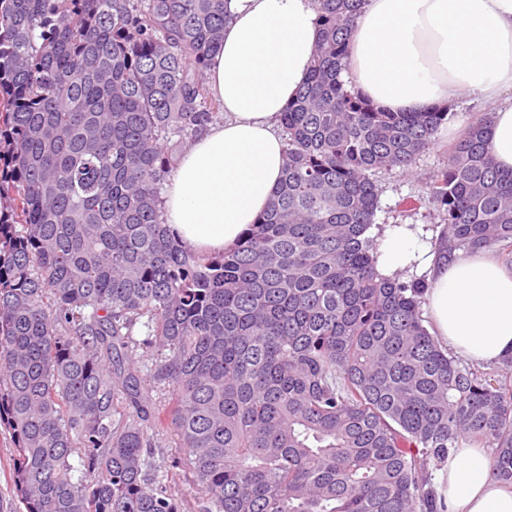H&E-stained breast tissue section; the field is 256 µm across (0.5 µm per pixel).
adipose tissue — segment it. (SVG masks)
<instances>
[{"label": "adipose tissue", "mask_w": 512, "mask_h": 512, "mask_svg": "<svg viewBox=\"0 0 512 512\" xmlns=\"http://www.w3.org/2000/svg\"><path fill=\"white\" fill-rule=\"evenodd\" d=\"M224 41L208 68L224 121L190 140L164 196L163 219L186 248L218 254L254 224L285 164L280 116L305 82L319 35V0H227ZM351 92L393 112L480 97L495 102L490 154L512 170V0H367L346 58ZM397 229L377 260L389 277L420 261ZM427 302L441 341L477 362L512 357V270L477 254L437 261ZM435 491L444 512H512V489L479 450L449 458Z\"/></svg>", "instance_id": "ef3b65f1"}]
</instances>
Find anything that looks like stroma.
<instances>
[{"mask_svg": "<svg viewBox=\"0 0 512 512\" xmlns=\"http://www.w3.org/2000/svg\"><path fill=\"white\" fill-rule=\"evenodd\" d=\"M489 104L472 99L452 108L447 122L435 135L434 145L421 154L410 172L382 171L379 208L368 231L376 245H384L389 231L409 226L413 237L429 251H436L446 230L444 215L430 196L429 185L447 163L448 151L461 131Z\"/></svg>", "mask_w": 512, "mask_h": 512, "instance_id": "35a3bbf8", "label": "stroma"}]
</instances>
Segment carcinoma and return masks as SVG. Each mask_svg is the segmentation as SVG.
<instances>
[{"label":"carcinoma","instance_id":"obj_1","mask_svg":"<svg viewBox=\"0 0 512 512\" xmlns=\"http://www.w3.org/2000/svg\"><path fill=\"white\" fill-rule=\"evenodd\" d=\"M363 4L320 0L280 186L201 256L169 233L161 189L166 145L222 109L204 72L224 0H0V427L21 512H184L169 466L199 512H439L430 467L465 445L512 484V384L442 349L424 283L376 271L374 176L410 170L448 109L351 93ZM490 126L471 121L430 184L450 262L512 253Z\"/></svg>","mask_w":512,"mask_h":512}]
</instances>
